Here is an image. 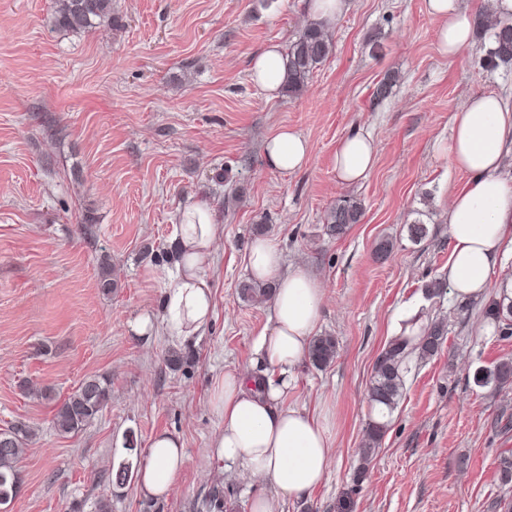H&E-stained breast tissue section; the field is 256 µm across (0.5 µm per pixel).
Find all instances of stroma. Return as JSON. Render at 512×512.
Listing matches in <instances>:
<instances>
[{
    "label": "stroma",
    "instance_id": "35a3bbf8",
    "mask_svg": "<svg viewBox=\"0 0 512 512\" xmlns=\"http://www.w3.org/2000/svg\"><path fill=\"white\" fill-rule=\"evenodd\" d=\"M115 20L86 31L54 28V0H0V429L34 432L18 461L12 512H249L261 487L213 462L218 418L210 393L225 371L250 367L269 303L239 294L244 253L271 239L285 264L324 282L317 334L337 340L326 368L297 369L289 401L327 417L335 458L326 482L284 512H506L501 454L512 452V385L479 387L477 368L512 361V336L486 331L485 306L512 278V251L484 297L425 290L443 280L450 242L442 219L466 180L447 144L464 93L494 92L512 107V70L480 68L479 44L455 59L438 48L425 0H351L331 30L333 51L299 95L267 99L250 78L267 44L289 45L306 25L305 0H113ZM390 96L373 92L386 75ZM304 136L301 170L269 168L263 144L280 128ZM370 133L375 165L338 183L334 155L351 130ZM212 200L224 235L208 277L215 313L203 335L173 342L159 324L187 198ZM361 203L346 234H326L337 199ZM429 236L411 239L408 226ZM390 240L386 259L377 244ZM116 286L100 288L102 270ZM444 319L448 336L411 358L403 394L377 456L355 480L374 417L367 393L391 319ZM150 318L138 332L134 324ZM88 377L112 400L81 432L61 434L57 403ZM184 443L186 465L165 500L136 482L112 485L110 466L138 463L152 436Z\"/></svg>",
    "mask_w": 512,
    "mask_h": 512
}]
</instances>
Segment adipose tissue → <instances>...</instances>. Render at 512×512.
<instances>
[{
  "mask_svg": "<svg viewBox=\"0 0 512 512\" xmlns=\"http://www.w3.org/2000/svg\"><path fill=\"white\" fill-rule=\"evenodd\" d=\"M439 22L441 53L456 58L473 39V14L460 0H425ZM282 44H268L251 66V78L268 97H276L285 80ZM512 144V109L493 93H471L455 114L446 155L467 182L449 198L444 219L451 252L447 280L453 294H485L491 271L512 245V170L504 166V149ZM375 144L361 129L349 132L334 157L336 179L349 185L365 180L373 167ZM266 164L293 172L307 163L310 145L289 128H281L263 146ZM223 228L214 206L197 200L184 207L176 227V274L169 282L162 322L170 336L201 334L214 314L206 276ZM257 282L271 285L272 316L255 345L258 370H229L215 388L212 406L219 420L206 458L235 467L252 482H267L271 493L253 498L250 512H279L284 501H300L326 479L331 463L327 418L287 404L296 370L309 357L310 343L325 304L322 281L306 265L285 266L277 245L254 239L245 256ZM182 441L155 434L139 465V485L152 498L170 494L184 468Z\"/></svg>",
  "mask_w": 512,
  "mask_h": 512,
  "instance_id": "adipose-tissue-1",
  "label": "adipose tissue"
}]
</instances>
